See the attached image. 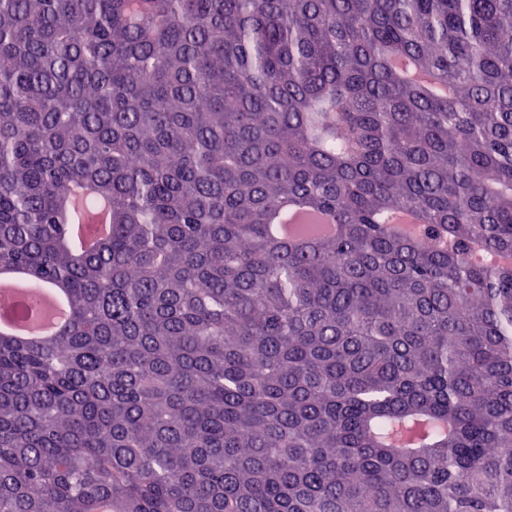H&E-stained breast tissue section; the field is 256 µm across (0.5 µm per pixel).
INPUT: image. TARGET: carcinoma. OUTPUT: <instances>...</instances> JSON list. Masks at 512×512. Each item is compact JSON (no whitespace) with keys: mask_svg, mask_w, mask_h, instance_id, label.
I'll list each match as a JSON object with an SVG mask.
<instances>
[{"mask_svg":"<svg viewBox=\"0 0 512 512\" xmlns=\"http://www.w3.org/2000/svg\"><path fill=\"white\" fill-rule=\"evenodd\" d=\"M489 254L512 0H0V512H512ZM288 209L289 214L299 223L317 224V228L327 235L334 234L336 231L334 219L326 213L313 211L303 203H293L288 206ZM0 291L9 294L13 305L0 310V335L29 342L57 336L66 328L69 309L66 297L57 288H41L34 292L19 270L0 272ZM1 304H7L1 299ZM37 297L33 299V296ZM30 304L34 308L30 310Z\"/></svg>","mask_w":512,"mask_h":512,"instance_id":"1","label":"carcinoma"}]
</instances>
